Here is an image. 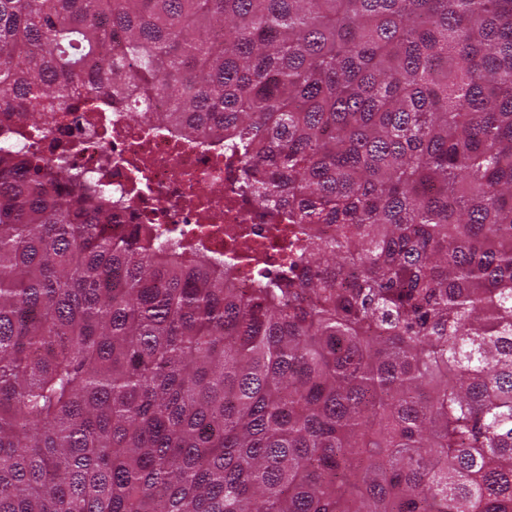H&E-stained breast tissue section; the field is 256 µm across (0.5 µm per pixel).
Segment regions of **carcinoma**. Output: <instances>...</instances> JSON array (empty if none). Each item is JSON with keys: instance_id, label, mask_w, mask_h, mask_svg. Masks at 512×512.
<instances>
[{"instance_id": "cac0c4a2", "label": "carcinoma", "mask_w": 512, "mask_h": 512, "mask_svg": "<svg viewBox=\"0 0 512 512\" xmlns=\"http://www.w3.org/2000/svg\"><path fill=\"white\" fill-rule=\"evenodd\" d=\"M76 94L166 100L288 265L0 143V512H512V0H0V114Z\"/></svg>"}]
</instances>
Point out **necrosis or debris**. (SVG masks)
<instances>
[{
    "instance_id": "obj_1",
    "label": "necrosis or debris",
    "mask_w": 512,
    "mask_h": 512,
    "mask_svg": "<svg viewBox=\"0 0 512 512\" xmlns=\"http://www.w3.org/2000/svg\"><path fill=\"white\" fill-rule=\"evenodd\" d=\"M0 134L105 184L140 223L171 230L209 255L237 258L239 288L275 273L288 254L287 238L269 234L252 194L233 182L223 151L155 131L122 105L88 101L40 128L0 114Z\"/></svg>"
}]
</instances>
